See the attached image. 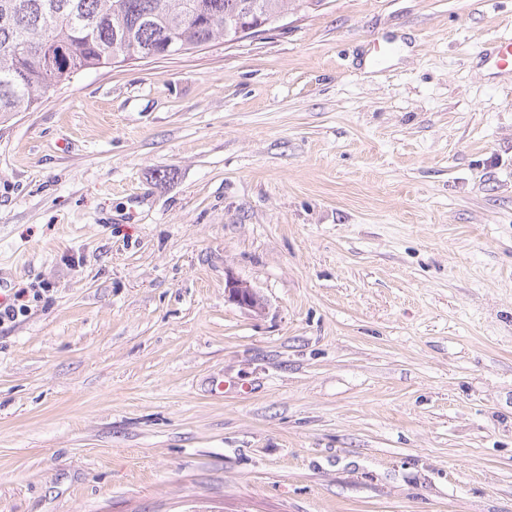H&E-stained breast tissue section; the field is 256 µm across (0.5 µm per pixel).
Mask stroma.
<instances>
[{
  "label": "stroma",
  "instance_id": "stroma-1",
  "mask_svg": "<svg viewBox=\"0 0 512 512\" xmlns=\"http://www.w3.org/2000/svg\"><path fill=\"white\" fill-rule=\"evenodd\" d=\"M501 37L326 0L0 120V512H512ZM226 288L232 302L239 307L260 313L265 308L263 298L250 285L233 276L227 279Z\"/></svg>",
  "mask_w": 512,
  "mask_h": 512
}]
</instances>
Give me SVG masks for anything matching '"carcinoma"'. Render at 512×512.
Returning a JSON list of instances; mask_svg holds the SVG:
<instances>
[{"mask_svg":"<svg viewBox=\"0 0 512 512\" xmlns=\"http://www.w3.org/2000/svg\"><path fill=\"white\" fill-rule=\"evenodd\" d=\"M322 0H0V119L118 58L167 56L223 40L238 20L273 26Z\"/></svg>","mask_w":512,"mask_h":512,"instance_id":"cac0c4a2","label":"carcinoma"}]
</instances>
